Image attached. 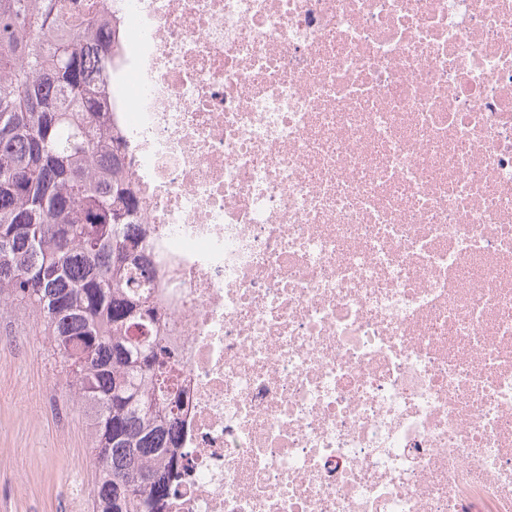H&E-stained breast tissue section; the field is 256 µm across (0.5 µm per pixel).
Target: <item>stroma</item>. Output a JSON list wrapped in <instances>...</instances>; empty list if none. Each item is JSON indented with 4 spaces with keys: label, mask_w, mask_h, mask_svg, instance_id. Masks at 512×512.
Listing matches in <instances>:
<instances>
[{
    "label": "stroma",
    "mask_w": 512,
    "mask_h": 512,
    "mask_svg": "<svg viewBox=\"0 0 512 512\" xmlns=\"http://www.w3.org/2000/svg\"><path fill=\"white\" fill-rule=\"evenodd\" d=\"M0 512H68L67 474L93 485L87 418L69 409L59 359L31 324L0 315Z\"/></svg>",
    "instance_id": "stroma-1"
}]
</instances>
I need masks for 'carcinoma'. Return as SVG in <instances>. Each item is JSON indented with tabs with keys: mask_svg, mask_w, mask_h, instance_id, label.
I'll list each match as a JSON object with an SVG mask.
<instances>
[{
	"mask_svg": "<svg viewBox=\"0 0 512 512\" xmlns=\"http://www.w3.org/2000/svg\"><path fill=\"white\" fill-rule=\"evenodd\" d=\"M116 28L94 5L0 0V311L62 359L89 417L92 512H162L181 404L158 307L139 291L138 201L108 90Z\"/></svg>",
	"mask_w": 512,
	"mask_h": 512,
	"instance_id": "1",
	"label": "carcinoma"
}]
</instances>
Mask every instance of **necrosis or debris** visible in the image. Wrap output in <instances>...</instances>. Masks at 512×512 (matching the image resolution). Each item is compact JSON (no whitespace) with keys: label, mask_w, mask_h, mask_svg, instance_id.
Instances as JSON below:
<instances>
[{"label":"necrosis or debris","mask_w":512,"mask_h":512,"mask_svg":"<svg viewBox=\"0 0 512 512\" xmlns=\"http://www.w3.org/2000/svg\"><path fill=\"white\" fill-rule=\"evenodd\" d=\"M172 512H512V0H116Z\"/></svg>","instance_id":"4bbe7bcc"}]
</instances>
